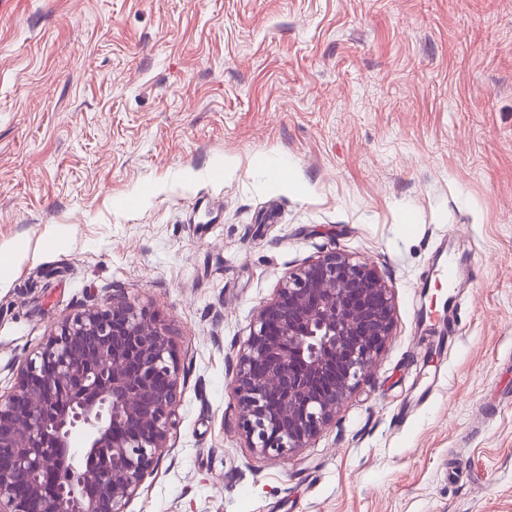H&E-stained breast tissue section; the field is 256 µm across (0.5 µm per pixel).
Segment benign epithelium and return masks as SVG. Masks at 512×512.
<instances>
[{
	"label": "benign epithelium",
	"mask_w": 512,
	"mask_h": 512,
	"mask_svg": "<svg viewBox=\"0 0 512 512\" xmlns=\"http://www.w3.org/2000/svg\"><path fill=\"white\" fill-rule=\"evenodd\" d=\"M394 312L378 270L345 251L290 272L237 356L249 447L281 459L308 447L385 349ZM179 399L170 337L147 308L114 294L60 322L0 398V512H125Z\"/></svg>",
	"instance_id": "benign-epithelium-1"
}]
</instances>
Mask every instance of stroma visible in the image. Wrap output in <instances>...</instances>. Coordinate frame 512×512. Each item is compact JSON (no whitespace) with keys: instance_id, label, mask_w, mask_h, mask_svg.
Here are the masks:
<instances>
[{"instance_id":"35a3bbf8","label":"stroma","mask_w":512,"mask_h":512,"mask_svg":"<svg viewBox=\"0 0 512 512\" xmlns=\"http://www.w3.org/2000/svg\"><path fill=\"white\" fill-rule=\"evenodd\" d=\"M334 249L393 333L268 459L236 356ZM5 250L0 395L116 289L172 340L170 449L125 512H512V0H0Z\"/></svg>"}]
</instances>
